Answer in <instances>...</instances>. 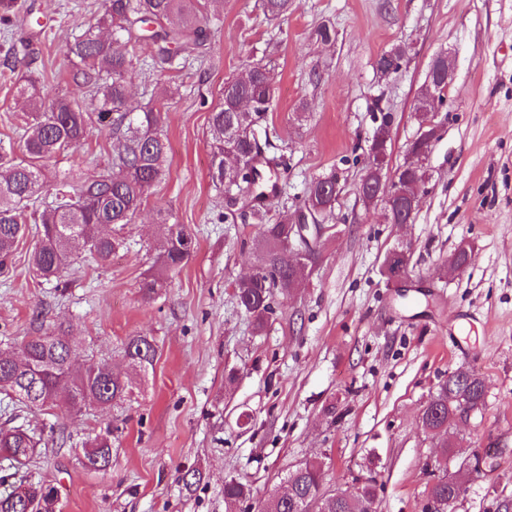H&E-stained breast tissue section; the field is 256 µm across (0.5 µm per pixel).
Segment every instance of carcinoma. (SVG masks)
I'll return each instance as SVG.
<instances>
[{"instance_id":"carcinoma-1","label":"carcinoma","mask_w":512,"mask_h":512,"mask_svg":"<svg viewBox=\"0 0 512 512\" xmlns=\"http://www.w3.org/2000/svg\"><path fill=\"white\" fill-rule=\"evenodd\" d=\"M221 0H103V20L111 29L112 41L103 42L93 28L85 29L66 48L73 81L86 94L98 122L112 129L117 150L110 171L92 177L66 172L58 180L57 204L49 210H33L43 176L44 161L72 149L84 140L90 113L75 100L42 97L31 76L20 78L17 92L25 99L31 121L23 134L25 158L15 160L0 146V270L9 268L18 240L35 224V244L30 266L36 276L60 279L70 264L73 251L84 248L105 265L112 255L125 248V239L115 232L99 234L104 225L123 227L135 220L153 187L166 175L170 144L164 131L167 106H158L132 115L123 109L128 87L137 71L136 57L128 45L144 42L160 63L173 55L194 57L203 45L204 29L200 13ZM265 19L277 20L295 9V0H257ZM16 0H0V30L8 34L13 26ZM406 56L404 46L393 45L380 54L374 68L387 75L396 71ZM448 86V53L432 59L429 80L417 97L414 112L418 126L429 120L443 101ZM274 93V75L267 65L251 63L245 71L224 80L220 102L210 116L211 180L224 187V195L247 202L250 214L259 224L256 244L258 265L255 276L235 288L238 304L250 314L261 330L273 313L275 291L294 287L298 276L285 243L295 236V218L288 211L271 215L265 185L278 169L275 156L265 154L261 139L268 138L264 126ZM386 159V148L367 162L360 180L365 199L376 202V191ZM403 200H420L427 180L424 165L398 168L393 174ZM338 200L336 175H323L312 181L300 210L317 215L318 223L332 213ZM303 261L316 266L322 259V236L310 235ZM194 250L191 235L173 224L159 245V272L147 276L142 291L150 296L164 287L166 274L187 261ZM129 367L139 375L153 368L157 347L146 336H132L123 347ZM130 375L114 372L108 366H78V354L63 325L51 333L31 336L19 353L0 350V394L25 407L63 406L80 411L90 406L119 404L132 392ZM484 380L465 368L448 374L424 409L422 423L442 439L443 458L453 445L451 425L462 404H485ZM36 432L22 426L0 428V458L19 469L28 464L40 444ZM82 465L103 471L112 463V430L85 442ZM325 469L321 461H307L289 472L281 491L269 496L263 512H378L376 492L371 483L343 490L342 499L324 490ZM28 495L22 500L14 491L0 495V512H36L35 504L43 485L22 476ZM430 492L453 512L456 486L448 479V466L434 476ZM251 488L231 476L224 479V500L249 501Z\"/></svg>"}]
</instances>
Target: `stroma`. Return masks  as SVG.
I'll use <instances>...</instances> for the list:
<instances>
[{
    "instance_id": "stroma-1",
    "label": "stroma",
    "mask_w": 512,
    "mask_h": 512,
    "mask_svg": "<svg viewBox=\"0 0 512 512\" xmlns=\"http://www.w3.org/2000/svg\"><path fill=\"white\" fill-rule=\"evenodd\" d=\"M256 0H224L193 63L173 57L140 71L127 111L174 89L165 130L166 177L126 246L107 266L78 252L66 287L36 277L32 236L21 238L0 273V347L65 325L84 365L126 369L128 337L153 339V370L130 401L69 412L20 408L16 424L42 430L27 469L58 491L56 512H230L224 480L247 481L248 512L305 461L325 463L324 487L371 481L380 512H426L438 439L421 414L439 383L467 366L486 383L481 412L455 422L448 472L462 492L454 512L512 508V0H296L264 21ZM13 39L0 38V145L22 151L25 115L17 93L25 73L45 99L79 97L64 52L102 14V0H17ZM330 41L316 34L321 24ZM407 56L389 76L373 62L392 45ZM454 60L434 114L429 179L414 220L390 224L357 194L369 140L390 116L388 170L408 159L418 131L413 112L431 58ZM275 72L268 108L271 140L284 164L276 205L298 207L311 179L335 173L342 187L323 236V260L301 285L276 294L264 331L239 307L235 285L256 264L258 226L224 218V192L210 177L209 117L225 79L255 60ZM304 113H297L298 104ZM111 132L91 122L85 141L44 170L38 193L50 204L60 172L99 175L112 162ZM196 238L166 288L140 284L169 225ZM472 248L464 271L444 264ZM405 249L406 285L382 274L391 250ZM236 377H229V370ZM113 427L112 464L91 471L81 443ZM198 475L184 487L186 472Z\"/></svg>"
}]
</instances>
